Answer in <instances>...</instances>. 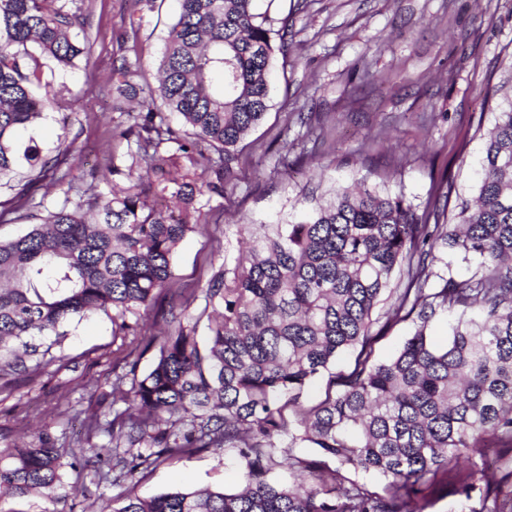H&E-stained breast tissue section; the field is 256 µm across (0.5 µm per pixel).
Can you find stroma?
<instances>
[{"label":"stroma","mask_w":512,"mask_h":512,"mask_svg":"<svg viewBox=\"0 0 512 512\" xmlns=\"http://www.w3.org/2000/svg\"><path fill=\"white\" fill-rule=\"evenodd\" d=\"M176 0L145 13L139 59L144 82L154 83ZM257 12L287 19L278 43L272 107L244 140L227 197H198L209 222L181 243L173 259V285L204 286L240 249V224H288L326 202L332 192L362 185L403 196L416 210L448 194L449 205L473 198L480 179L482 133L512 98V0H255ZM90 60L46 71L55 102L40 123L22 131L40 147L69 151L73 189L42 182L29 211L53 209L63 198L108 194V160L126 164L119 132L131 105L112 93V56L128 23L126 0H85ZM301 112L323 122V144L302 141ZM205 302L158 296L141 319L140 335H113L112 316L72 321L56 339L34 338L39 353L22 371L0 375V450L33 432L57 444L108 446L98 432L85 435L86 415L112 414V379L124 356L163 329L170 316L206 327ZM96 461L81 478H67L57 501L32 493L0 504V512H98L117 490L99 481ZM244 464L228 448H210L140 471L134 494L203 487L236 491Z\"/></svg>","instance_id":"obj_1"}]
</instances>
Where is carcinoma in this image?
<instances>
[{
  "instance_id": "obj_1",
  "label": "carcinoma",
  "mask_w": 512,
  "mask_h": 512,
  "mask_svg": "<svg viewBox=\"0 0 512 512\" xmlns=\"http://www.w3.org/2000/svg\"><path fill=\"white\" fill-rule=\"evenodd\" d=\"M179 2L157 87L143 88L126 56L112 60V90L150 99L121 132L134 145L131 165L110 166L126 183L29 213V231L0 240V350L19 342L27 351L28 338L108 310L118 332L141 335L126 315L169 289L180 242L207 221L196 197L224 196L241 143L270 109L275 40L288 20L255 12L254 0ZM158 8L132 0L122 44L137 48L143 13ZM80 32L76 0H0V180L26 167L69 184L68 151L45 153L18 133L49 105L38 93L47 63L71 68L90 57ZM28 191L0 201V223L15 221ZM152 194L177 200L178 212L148 205ZM238 232L247 249L201 288L206 338L180 322L149 340L157 355L123 392L128 406L106 423L87 417V432L109 431L112 447L67 450L45 433L15 444L0 453V502L34 491L55 498L90 453L99 479L122 488L99 512H422L419 482L439 473L462 512H512V103L485 134L475 204L461 203L452 224L439 223L435 205L419 214L398 195L361 189L336 192L299 222ZM441 247L471 264V276L450 264L445 275L433 271ZM438 316L448 319L442 346L427 335ZM406 321L414 331L402 348L376 360L377 343ZM347 352L352 368L333 375ZM324 375L325 397L303 407L305 388ZM208 448H233L245 461L241 490L132 492L140 469ZM490 448L498 472L457 469ZM284 466L291 481L269 479ZM358 471L387 480L382 492L348 477ZM475 492L479 508L468 509Z\"/></svg>"
}]
</instances>
